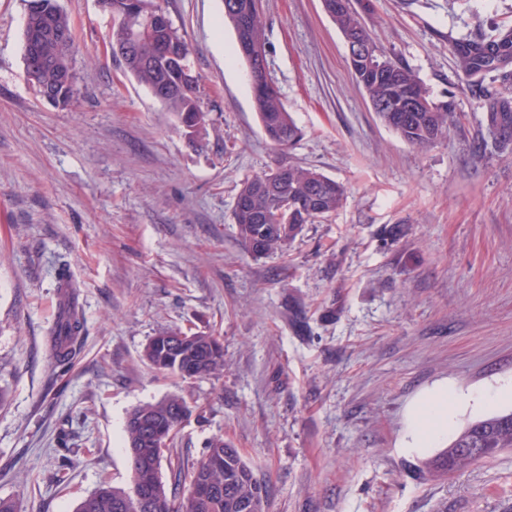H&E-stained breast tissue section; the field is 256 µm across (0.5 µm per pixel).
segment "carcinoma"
<instances>
[{
  "instance_id": "1",
  "label": "carcinoma",
  "mask_w": 512,
  "mask_h": 512,
  "mask_svg": "<svg viewBox=\"0 0 512 512\" xmlns=\"http://www.w3.org/2000/svg\"><path fill=\"white\" fill-rule=\"evenodd\" d=\"M41 9L26 16L23 51L28 39L45 25L71 32L70 21L58 0H40ZM126 0H100L111 15L112 56L125 71L154 96H162L167 111L178 115L190 132L205 122L200 105V78L191 66V48L174 26L164 37L178 44L180 58L171 61L155 56L158 34L143 27L136 42L126 38L118 24ZM338 31L370 49L369 61H350L357 84L382 122L407 144L426 148L447 135L453 103L436 101L411 67L388 56L373 40L355 7L331 16ZM224 22L236 35V52L252 74L254 104L261 127L279 149L292 146L301 136L280 94L267 76L266 39L260 15V0H224ZM454 64L468 93L483 112L485 134L478 147L484 151L512 153V24L490 17L477 30L448 37ZM74 48L62 50L50 37L40 42L41 62L27 70L36 89L50 88L69 106L78 89L73 68ZM298 207L278 214L281 203ZM345 199V187L314 169L299 164L278 163L274 168L244 182L237 194L234 222L243 247L255 258L283 251L307 224L336 212ZM62 313L50 331L56 366L70 369L82 345L84 322L76 309V286L66 282ZM144 361L153 369L185 379L211 376L224 370V347L218 337L205 333L166 332L149 340ZM192 413L186 400L170 395L135 407L125 425V441L131 470V485L148 495L147 506H137L130 490L102 484L84 498L76 512H267V485L242 458L237 449L216 435L205 445L203 458L191 469L179 456L163 457L174 447L184 414ZM512 449V412L494 414L466 423L448 447L422 462L419 473L445 480L472 466L488 462ZM174 475L188 473L190 487L182 494L161 477L162 459ZM207 482L216 492L198 490Z\"/></svg>"
}]
</instances>
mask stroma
<instances>
[{
	"mask_svg": "<svg viewBox=\"0 0 512 512\" xmlns=\"http://www.w3.org/2000/svg\"><path fill=\"white\" fill-rule=\"evenodd\" d=\"M370 3L378 45L455 101L427 149L372 110L322 0H261L267 71L302 131L283 151L223 0L163 2L200 77L193 135L113 58L98 0H59L79 95L44 101L24 71L26 4L0 0V499L16 512H75L101 483L128 487L126 418L174 393L193 410L175 451L193 464L223 435L266 480L268 512H512V452L423 480L432 451L408 445L428 391L512 385V154L474 151L483 114L448 45L480 19H512V0ZM278 162L317 169L346 199L255 258L236 196ZM63 276L85 335L57 379ZM175 329L219 336L223 374L147 365L148 340Z\"/></svg>",
	"mask_w": 512,
	"mask_h": 512,
	"instance_id": "stroma-1",
	"label": "stroma"
}]
</instances>
